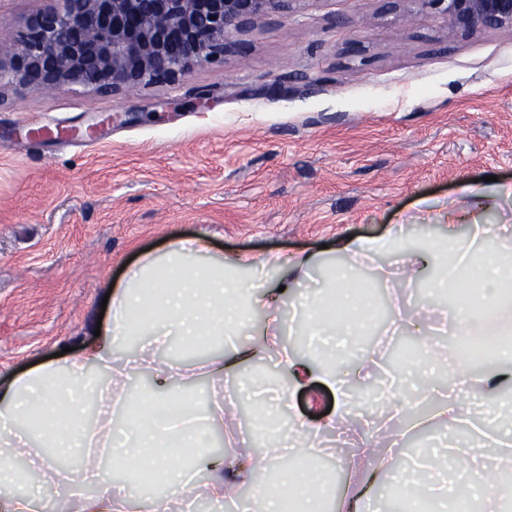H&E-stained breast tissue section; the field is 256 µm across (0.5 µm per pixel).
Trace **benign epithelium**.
<instances>
[{
  "label": "benign epithelium",
  "instance_id": "1",
  "mask_svg": "<svg viewBox=\"0 0 512 512\" xmlns=\"http://www.w3.org/2000/svg\"><path fill=\"white\" fill-rule=\"evenodd\" d=\"M0 39V85L102 96L185 80L296 0H52ZM448 34L512 28V0H421Z\"/></svg>",
  "mask_w": 512,
  "mask_h": 512
}]
</instances>
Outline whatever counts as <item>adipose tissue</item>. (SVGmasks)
I'll return each mask as SVG.
<instances>
[{
  "label": "adipose tissue",
  "mask_w": 512,
  "mask_h": 512,
  "mask_svg": "<svg viewBox=\"0 0 512 512\" xmlns=\"http://www.w3.org/2000/svg\"><path fill=\"white\" fill-rule=\"evenodd\" d=\"M492 235L510 236L512 226L490 229L476 224L470 239L452 234L432 246L402 253L408 274L416 277L423 268L433 270L434 291L460 284L463 272L481 265L480 285L461 301L457 333L469 335L479 323L489 335L504 339L495 355L497 369L477 374L457 368L458 386L437 409L451 425L459 422L462 400L474 390L488 399L489 415L512 411V398L500 396L512 386V304L501 294L505 280L512 279V255H481V241ZM206 249L205 239L197 237L174 242L162 256H145L114 290L112 313L102 321L91 353L67 354L0 382V423L9 428L7 438L0 440V512H40L43 502L53 499L57 487L68 481L59 459L72 448L80 452L83 473L93 485L92 495L72 502V512H136L138 503L132 495L115 493L113 472L120 467L152 465L167 476L170 496L183 497L193 490L203 461L209 464L207 489L215 500H224L229 489L245 484L256 502L265 505V512H282L288 498L297 502L300 512H327L329 480L309 464L314 457L312 441H305L299 451L308 462L304 468L282 466L285 451L275 446L260 457H234L227 466L212 459V440L224 429V402L213 400L208 412H200L196 386L202 379L219 384L236 378L243 364L265 353V344L256 341L225 352L219 349L226 336L245 327L250 311L263 301L299 300L309 335L339 345L356 326L324 314L316 298H298L299 279L317 264V255L265 257L264 265L276 268L279 276L275 287L262 293L241 288L232 276L234 270L249 266V258L194 264V257ZM148 307L153 316H144ZM136 336H151L163 345L176 336L198 349L201 357L116 363L117 344ZM281 361L295 386L316 381L336 392L338 403L325 415L324 428L350 425L348 381L335 365L309 364L287 350ZM141 372L155 387L129 400L130 384ZM173 407L178 415L170 422L163 412Z\"/></svg>",
  "instance_id": "ef3b65f1"
}]
</instances>
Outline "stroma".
<instances>
[{"mask_svg": "<svg viewBox=\"0 0 512 512\" xmlns=\"http://www.w3.org/2000/svg\"><path fill=\"white\" fill-rule=\"evenodd\" d=\"M246 56L203 63L175 85L111 97L8 90L0 104V377L49 363L95 338L109 288L140 256L204 237L199 262L239 254L261 259L319 253L341 264L349 237H446V211L467 206L472 180L512 184V30L449 36L419 0H296L246 34ZM362 40L361 52L351 50ZM206 91L209 106L192 101ZM387 316L408 306L440 346L455 350L453 308L427 281L401 280L399 252L362 259ZM360 396L388 420L387 360ZM447 369L427 370L409 394L406 448L428 456L470 445L461 428L434 418ZM322 384L295 390L292 414L265 404L268 424L246 400L216 447L252 432L256 447L326 412ZM335 493L375 465L355 434L322 432Z\"/></svg>", "mask_w": 512, "mask_h": 512, "instance_id": "1", "label": "stroma"}]
</instances>
